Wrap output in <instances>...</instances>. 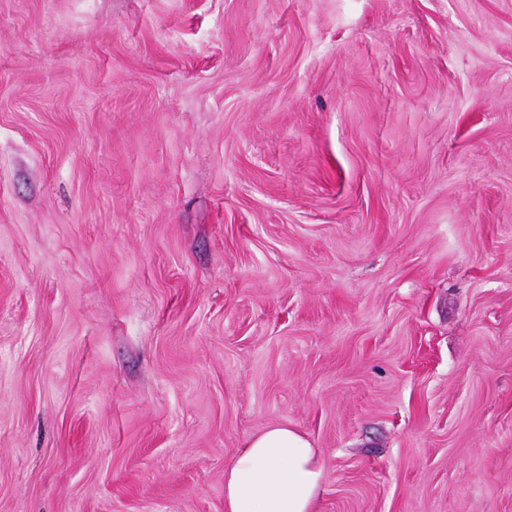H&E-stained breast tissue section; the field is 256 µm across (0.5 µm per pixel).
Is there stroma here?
Masks as SVG:
<instances>
[{
  "label": "stroma",
  "mask_w": 512,
  "mask_h": 512,
  "mask_svg": "<svg viewBox=\"0 0 512 512\" xmlns=\"http://www.w3.org/2000/svg\"><path fill=\"white\" fill-rule=\"evenodd\" d=\"M512 512V0H0V512ZM324 478L306 434L274 425L251 436L224 471L225 512H315Z\"/></svg>",
  "instance_id": "35a3bbf8"
}]
</instances>
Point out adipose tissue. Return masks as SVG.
Wrapping results in <instances>:
<instances>
[{
  "instance_id": "ef3b65f1",
  "label": "adipose tissue",
  "mask_w": 512,
  "mask_h": 512,
  "mask_svg": "<svg viewBox=\"0 0 512 512\" xmlns=\"http://www.w3.org/2000/svg\"><path fill=\"white\" fill-rule=\"evenodd\" d=\"M324 478L306 434L274 425L251 436L224 471V512H315Z\"/></svg>"
}]
</instances>
